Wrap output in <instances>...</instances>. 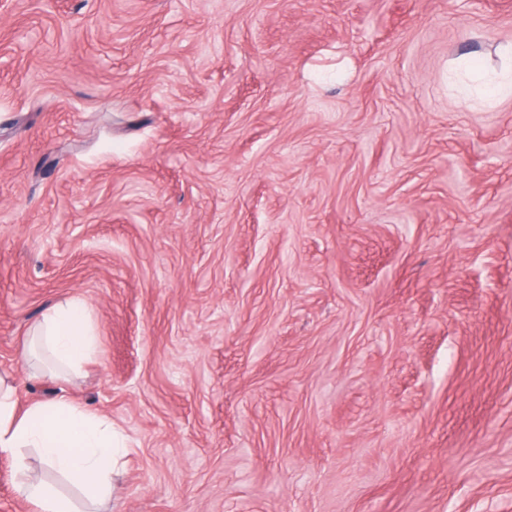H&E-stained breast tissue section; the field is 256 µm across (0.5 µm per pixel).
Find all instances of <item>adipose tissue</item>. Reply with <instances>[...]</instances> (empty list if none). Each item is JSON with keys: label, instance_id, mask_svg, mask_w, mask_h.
I'll return each mask as SVG.
<instances>
[{"label": "adipose tissue", "instance_id": "obj_1", "mask_svg": "<svg viewBox=\"0 0 512 512\" xmlns=\"http://www.w3.org/2000/svg\"><path fill=\"white\" fill-rule=\"evenodd\" d=\"M94 346L95 334L86 311L73 299L43 313L21 353L27 356L43 349L57 366L74 371L86 362ZM17 392L14 383L0 378V452L16 455L19 489L35 512L77 510L49 485L24 476L25 461L18 456L23 448L39 449L50 470L82 486L90 496H105L116 450L124 445L111 424L62 395L19 409Z\"/></svg>", "mask_w": 512, "mask_h": 512}]
</instances>
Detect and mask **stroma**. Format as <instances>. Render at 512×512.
I'll list each match as a JSON object with an SVG mask.
<instances>
[{"label":"stroma","instance_id":"35a3bbf8","mask_svg":"<svg viewBox=\"0 0 512 512\" xmlns=\"http://www.w3.org/2000/svg\"><path fill=\"white\" fill-rule=\"evenodd\" d=\"M512 0H0V374L126 446L83 512H512ZM97 348L29 378L30 326ZM95 346V334L84 307L77 300L57 303L33 325L30 338L23 343L26 358L42 348L58 366L76 371L86 362Z\"/></svg>","mask_w":512,"mask_h":512}]
</instances>
